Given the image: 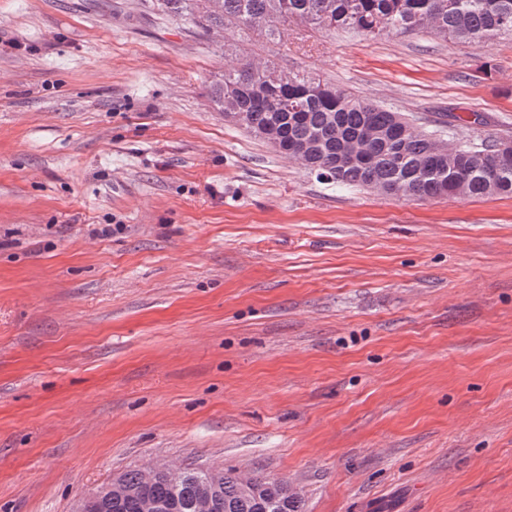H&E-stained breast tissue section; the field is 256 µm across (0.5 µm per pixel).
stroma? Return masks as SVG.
<instances>
[{
  "instance_id": "stroma-1",
  "label": "stroma",
  "mask_w": 512,
  "mask_h": 512,
  "mask_svg": "<svg viewBox=\"0 0 512 512\" xmlns=\"http://www.w3.org/2000/svg\"><path fill=\"white\" fill-rule=\"evenodd\" d=\"M152 2L0 0V512L162 464L305 512H512V195L339 190L209 95L256 58L512 139V36Z\"/></svg>"
}]
</instances>
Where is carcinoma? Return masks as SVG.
I'll use <instances>...</instances> for the list:
<instances>
[{
	"label": "carcinoma",
	"mask_w": 512,
	"mask_h": 512,
	"mask_svg": "<svg viewBox=\"0 0 512 512\" xmlns=\"http://www.w3.org/2000/svg\"><path fill=\"white\" fill-rule=\"evenodd\" d=\"M196 4L157 2L203 27L233 19L274 36L293 22L366 37L426 30L476 48L512 35V0H211L203 14ZM210 96L225 118L269 144L279 141L277 152L340 189L418 199L512 194V151L501 150L499 138L461 136L450 125L444 139L410 126L399 112L261 61L224 71ZM170 471L129 468L80 508L140 512L141 501L150 498L167 512H197L198 499L206 495L211 512H304L302 497L284 480L205 467L180 468L174 479Z\"/></svg>",
	"instance_id": "carcinoma-1"
}]
</instances>
